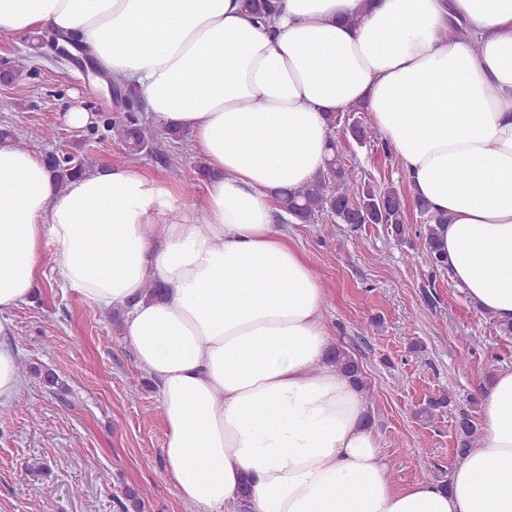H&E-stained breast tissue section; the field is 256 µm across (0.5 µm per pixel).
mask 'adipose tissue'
<instances>
[{"instance_id":"1","label":"adipose tissue","mask_w":512,"mask_h":512,"mask_svg":"<svg viewBox=\"0 0 512 512\" xmlns=\"http://www.w3.org/2000/svg\"><path fill=\"white\" fill-rule=\"evenodd\" d=\"M456 27L454 42L441 38ZM74 32L212 171L201 214L103 163L56 189L0 147V314L29 301L44 239L90 303L125 311L157 381L168 473L197 512H512V368L480 386L481 437L447 486L394 487L362 389L327 353L326 292L274 223L316 179L327 113L363 105L436 225L470 304L512 323V0H0V31ZM159 280L165 300L148 298Z\"/></svg>"}]
</instances>
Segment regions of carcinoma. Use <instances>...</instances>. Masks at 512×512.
I'll use <instances>...</instances> for the list:
<instances>
[{
	"label": "carcinoma",
	"instance_id": "1",
	"mask_svg": "<svg viewBox=\"0 0 512 512\" xmlns=\"http://www.w3.org/2000/svg\"><path fill=\"white\" fill-rule=\"evenodd\" d=\"M245 8L254 18L263 21L278 12L280 3L279 0H245ZM113 87L116 112L97 114V121L89 127V132L96 134L105 131L122 142L131 153L147 152L166 165L178 164L179 156L171 153L166 143L173 144L181 140L182 133L167 129L165 138H159L153 128L144 124L139 112L140 97L137 90L116 82ZM352 137L361 146L379 142L384 152H390L378 130L358 120L353 122ZM43 159L61 188L67 181L86 173L91 167L88 160L75 154L48 153L43 155ZM277 199L278 207L292 215L298 224H312L327 216L336 224H384L397 237L405 234V203L401 192L389 185L383 188L358 185L349 166L339 157L330 159L326 169L314 182L281 189ZM416 205L420 214L417 236L423 244L426 261L433 273L443 274L448 271L447 258L436 244L434 229V225L442 223L443 216L433 212L428 203L420 198L416 199ZM333 361L355 384L362 387L366 399H373L365 372L348 349L336 345L333 348ZM450 402L451 397L444 391L426 400L416 416L425 423L432 422L444 413ZM457 427L456 455L462 459L473 447L480 427L467 412L460 413ZM145 495L146 491L141 488L125 490L123 500L119 501L122 512H143Z\"/></svg>",
	"mask_w": 512,
	"mask_h": 512
}]
</instances>
